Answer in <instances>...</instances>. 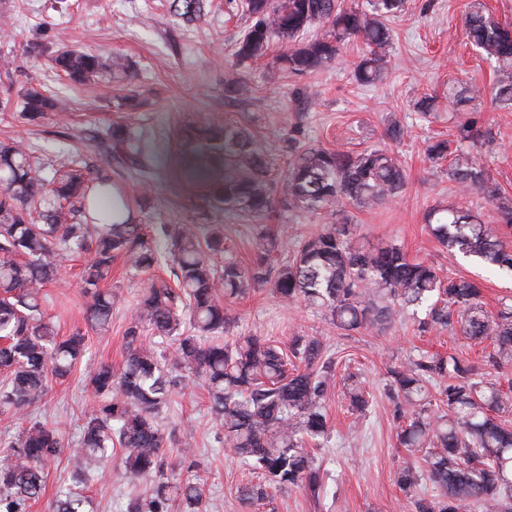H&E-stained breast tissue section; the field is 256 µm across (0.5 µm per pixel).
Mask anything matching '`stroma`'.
I'll return each instance as SVG.
<instances>
[{"mask_svg":"<svg viewBox=\"0 0 512 512\" xmlns=\"http://www.w3.org/2000/svg\"><path fill=\"white\" fill-rule=\"evenodd\" d=\"M471 3L406 0L390 22L394 42L389 74L382 83L363 86L354 79L353 65L363 51L360 42H351L337 61L304 76L274 72L273 58L281 51L276 43L268 57L238 65L251 93L232 101L224 95V74L236 65L235 44L248 24L236 0H207L202 18L191 23L170 21V0H0V16L11 26L10 35L0 34V56L12 57L15 81L39 84L65 103L64 111L46 113L35 123L18 111L0 112V141H21L45 162H55L67 152L93 160L101 151V132L113 122L122 119L144 127L155 144L152 157L113 166V179L152 185L143 217L155 228L194 226L221 233L224 253L216 257V266L227 261L247 266L254 259L257 226L233 210L199 208L196 199L180 190L175 168L180 126L204 120L245 125L263 137L280 170L288 158L291 131H299L301 140L312 145L358 153L386 146L387 122L399 121L410 129L409 138L395 147L407 170L403 192L370 209L349 208L347 216L357 224L360 241L400 245L409 258L482 282L486 308L494 313L501 298H512V278L455 256L432 236L426 221L432 209L463 207L479 212L489 224L500 223L496 207L481 191L455 185L448 179L447 164L431 163L424 154L428 140L455 138L458 124L473 114L487 131L480 150L490 176L512 198V106L495 103L494 68L466 44L463 23ZM26 42L42 47V55L28 57L20 49ZM64 47L117 52L128 61L130 75L89 86L72 84L51 63ZM460 83L481 90L473 109L459 111L453 105L449 94ZM130 92L139 102L137 110L118 111L119 96ZM427 94L436 97L438 110L423 119L415 104ZM328 222L320 214L277 207L270 225L278 236L272 263L292 256L301 239ZM84 263V255H69L62 274L43 288L46 316L59 335L84 334V356L67 378L54 383L45 401L20 417L0 414V451L31 421L47 423L61 437L62 448L48 466L46 492L28 512H53L62 489L82 495L87 512H125L129 495L144 488L125 477L120 448H113L108 458L89 461L90 471L103 477L85 483L76 481L72 457L89 408V368L101 363L121 367L123 336L141 292L148 280L171 281L170 267L163 263L150 273H136L123 260H115L109 282L115 296L112 322L99 330L85 319L79 277ZM228 307L236 319L235 333H260L282 349L294 336H317L334 359L335 375L325 402L330 437L311 451L329 493L316 499L301 489H275L263 503L242 508L240 488L262 477L225 448L223 433L208 411L207 391L198 381L174 394L160 423L173 438L168 466L197 476L207 512H406L405 497L393 481L404 451L394 402L387 393L388 370L422 350L478 364L481 347L454 331L419 333L408 317L383 333L366 327L344 335L320 310L282 300L267 286ZM352 383L372 397L365 416L349 410L346 392ZM186 445L192 450L187 460L179 454Z\"/></svg>","mask_w":512,"mask_h":512,"instance_id":"1","label":"stroma"}]
</instances>
